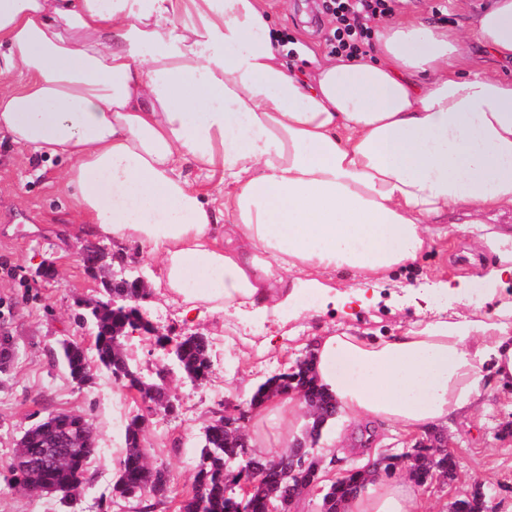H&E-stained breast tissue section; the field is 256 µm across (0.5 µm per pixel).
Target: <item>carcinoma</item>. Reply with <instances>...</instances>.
I'll use <instances>...</instances> for the list:
<instances>
[{
	"mask_svg": "<svg viewBox=\"0 0 512 512\" xmlns=\"http://www.w3.org/2000/svg\"><path fill=\"white\" fill-rule=\"evenodd\" d=\"M85 270L102 276L103 294L100 300L78 304L75 314L78 323H88L94 332V358H89L87 349L76 341L65 340L59 350L53 352V362L62 365L73 382L79 386L92 383L94 373L91 361L105 369L118 389L142 393L137 380L128 378L131 367V353L122 346V338L134 329L148 328L150 322L141 311V301L135 297L148 295L144 288L131 279L112 277L121 270L124 258L111 256L105 260V252L91 247L82 252L80 258ZM111 294L125 295L126 301H118L114 307H102L99 301L107 300ZM182 374L193 383L202 385L211 373V342L208 337L195 333L183 338ZM152 400L166 414L175 412L176 407L167 394V386L161 372L153 380ZM297 390L306 405L313 409L312 421L306 435L294 447L278 454V466L270 459L252 452L250 461L240 459L242 444L249 443L245 424L237 426L242 435L224 436V412L215 413L203 427L201 449L190 487L182 494L174 492L169 471L154 465L149 460L148 449L144 446L149 421L144 415L130 418L125 428V449L117 467V477L112 484L111 498L136 501L139 512H154L159 505H173V512H266L268 500L278 497L283 501L284 512H292L298 501L297 488L280 483L279 470L292 464L299 455L315 463L319 453L317 444L325 423L336 417V399L318 385L313 363L293 372H283L267 379L252 395L249 406L262 402L280 393ZM93 424L85 414L56 412L30 426L17 444L14 453L22 452L31 460L44 465L40 480L53 493L60 496V502L70 504L86 482L90 457L97 445V435L92 433ZM438 467L444 476H453L456 463L453 457L437 458L430 461L423 457L409 476L417 483H423L429 465ZM266 473V482L253 486L246 499L236 495V490L252 481L251 471ZM370 473L352 469L341 481L332 483L329 492L322 498L321 512H337V506L357 495L364 489Z\"/></svg>",
	"mask_w": 512,
	"mask_h": 512,
	"instance_id": "carcinoma-1",
	"label": "carcinoma"
}]
</instances>
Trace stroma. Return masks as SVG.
<instances>
[{
  "mask_svg": "<svg viewBox=\"0 0 512 512\" xmlns=\"http://www.w3.org/2000/svg\"><path fill=\"white\" fill-rule=\"evenodd\" d=\"M485 0H470L457 7L455 0H398L397 17H416L448 22L468 30L472 7ZM282 33L293 49L286 53L289 65L308 72L312 58H323L329 25L321 0H267ZM61 160L39 155L0 133V327L16 341L15 356L0 373V460L11 456L25 429L57 411H75L89 416L97 433V450L88 466L89 479L72 505L58 496L37 500L13 488L10 474L0 467V512H137L133 503L113 504L110 499L116 477V460L125 446V426L137 414L149 415L151 425L144 444L152 450L154 464L167 468L175 489L192 480L201 445L203 427L224 404L247 406L258 386L303 358L310 337L323 330L383 336L401 324L414 322V306L400 302L396 291L424 284L444 271L471 275L487 262L471 236L438 241L414 267L399 271L385 283L376 305L345 320L340 312L288 323L284 348L261 355L257 352L261 329L240 333L236 324L216 314L199 321L181 315L162 281L148 284L143 304L147 318L161 334L178 338L202 333L212 342V368L205 385L191 383L181 373L171 377L167 393L175 403L174 415L149 413L140 398L117 389L105 371L95 373L93 384L78 386L50 353L63 340H76L92 348L75 320V303L95 299L100 280L84 269L79 254L96 246L127 259L144 262L160 273L158 259L148 257L138 244L116 246L90 233L67 234L66 226L82 223L83 217L65 192ZM50 264L55 276H39L41 265ZM485 406L444 427L423 433V440L439 438L448 444L457 464L453 480H440L418 489L416 512H448L453 498L481 487L495 512H512V388L495 389L484 398ZM377 452H401L418 437L397 426L382 424L373 433Z\"/></svg>",
  "mask_w": 512,
  "mask_h": 512,
  "instance_id": "stroma-1",
  "label": "stroma"
}]
</instances>
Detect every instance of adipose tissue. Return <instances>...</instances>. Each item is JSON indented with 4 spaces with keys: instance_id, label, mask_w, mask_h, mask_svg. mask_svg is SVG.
Here are the masks:
<instances>
[{
    "instance_id": "ef3b65f1",
    "label": "adipose tissue",
    "mask_w": 512,
    "mask_h": 512,
    "mask_svg": "<svg viewBox=\"0 0 512 512\" xmlns=\"http://www.w3.org/2000/svg\"><path fill=\"white\" fill-rule=\"evenodd\" d=\"M374 59L288 68L265 0H0V132L66 160L88 228L159 259L190 319L242 332L340 303L436 239L473 236L497 261L475 295L442 281L412 294L481 307L512 281V78L466 68L470 43L512 61V0L469 34L381 24ZM223 235H216L220 222ZM344 271L358 288L337 293ZM319 384L347 419L407 432L448 424L512 385V302L456 320L436 309L389 336L312 340ZM299 394L254 406V447L287 448ZM272 434H265V427ZM412 482L372 479L343 512H414Z\"/></svg>"
}]
</instances>
